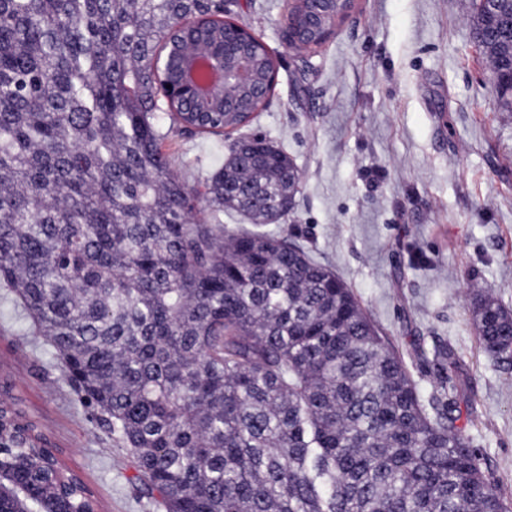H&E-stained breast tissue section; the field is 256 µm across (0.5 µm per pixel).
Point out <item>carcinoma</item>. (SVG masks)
Returning a JSON list of instances; mask_svg holds the SVG:
<instances>
[{
  "instance_id": "carcinoma-1",
  "label": "carcinoma",
  "mask_w": 512,
  "mask_h": 512,
  "mask_svg": "<svg viewBox=\"0 0 512 512\" xmlns=\"http://www.w3.org/2000/svg\"><path fill=\"white\" fill-rule=\"evenodd\" d=\"M225 30L224 0H0V288L160 512H512L456 426L457 387L422 403L335 272L285 237L224 233L226 208L285 214L286 153L243 140L196 220L161 115L229 136L267 89L201 109L168 99L154 63L201 31L231 55ZM253 55L275 63L261 41ZM474 324L512 353L494 298ZM46 447L1 398L5 459Z\"/></svg>"
}]
</instances>
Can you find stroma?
<instances>
[{"instance_id": "1", "label": "stroma", "mask_w": 512, "mask_h": 512, "mask_svg": "<svg viewBox=\"0 0 512 512\" xmlns=\"http://www.w3.org/2000/svg\"><path fill=\"white\" fill-rule=\"evenodd\" d=\"M277 59L269 105L230 136L170 128L166 147L189 185L205 182L234 141L261 136L302 183L270 230L301 245L354 291L401 354L422 397L445 345L463 382L457 422L512 503V356L480 344L475 303L512 312V110L474 40L473 0H355L320 48L283 41L288 0H224ZM0 299V389L9 388L93 491L98 512H157L137 497L126 449L74 402L43 337Z\"/></svg>"}]
</instances>
